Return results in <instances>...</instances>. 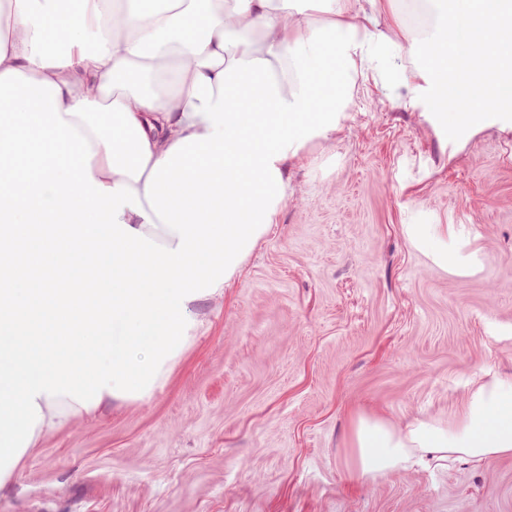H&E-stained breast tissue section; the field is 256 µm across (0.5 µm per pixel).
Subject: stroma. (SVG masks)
Returning a JSON list of instances; mask_svg holds the SVG:
<instances>
[{
  "label": "stroma",
  "instance_id": "obj_1",
  "mask_svg": "<svg viewBox=\"0 0 512 512\" xmlns=\"http://www.w3.org/2000/svg\"><path fill=\"white\" fill-rule=\"evenodd\" d=\"M410 224L475 255L444 270ZM147 398L43 435L0 512H512V456L347 476L353 418L447 419L512 376V132L448 137L359 82L288 167L278 222Z\"/></svg>",
  "mask_w": 512,
  "mask_h": 512
}]
</instances>
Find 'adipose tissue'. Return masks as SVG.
Segmentation results:
<instances>
[{
  "mask_svg": "<svg viewBox=\"0 0 512 512\" xmlns=\"http://www.w3.org/2000/svg\"><path fill=\"white\" fill-rule=\"evenodd\" d=\"M369 78L429 98L449 135L479 127L512 107V0H10L0 489L62 419L153 393ZM349 447L356 481L512 456V378L474 376L445 421L357 416Z\"/></svg>",
  "mask_w": 512,
  "mask_h": 512,
  "instance_id": "adipose-tissue-1",
  "label": "adipose tissue"
}]
</instances>
